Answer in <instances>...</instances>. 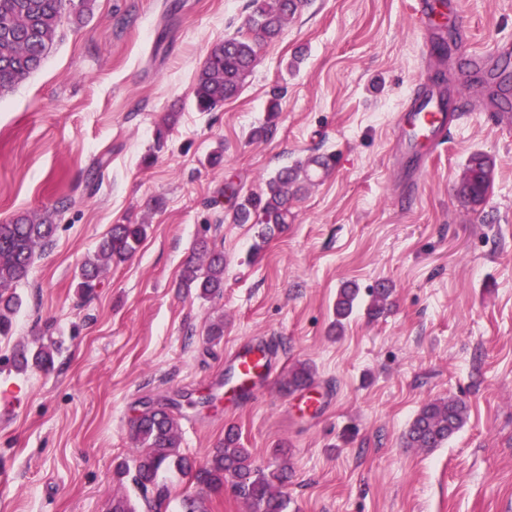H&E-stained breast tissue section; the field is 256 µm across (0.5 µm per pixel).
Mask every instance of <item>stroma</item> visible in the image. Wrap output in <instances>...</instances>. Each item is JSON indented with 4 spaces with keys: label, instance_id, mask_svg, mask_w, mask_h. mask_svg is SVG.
Here are the masks:
<instances>
[{
    "label": "stroma",
    "instance_id": "stroma-1",
    "mask_svg": "<svg viewBox=\"0 0 512 512\" xmlns=\"http://www.w3.org/2000/svg\"><path fill=\"white\" fill-rule=\"evenodd\" d=\"M461 2L470 40L442 70L447 88L485 101L481 74L460 60L512 43V0ZM248 4L96 0L79 21L72 0L40 68L0 94V224L25 212L57 224L0 340V512H112L116 495L139 499L116 468L142 402L163 399L178 402L181 450L196 462L229 427L260 467L285 458L289 512H512V129L467 113L416 203H399L391 121L435 70L412 0H306L239 96L197 111L196 76ZM276 85L277 130L254 139ZM170 112L178 121L156 145ZM219 147L224 162L210 165ZM477 150L496 170L472 209L454 186ZM318 154L334 155V169L254 251L257 225L225 220L220 191L260 193ZM115 224L147 225L148 236L80 298L81 264ZM202 238L224 253L212 300L177 286ZM380 278L394 293L371 319L367 291ZM347 282L361 293L338 335ZM217 321L224 335L208 341ZM40 336L62 344L53 370H15L12 353ZM260 342L273 348L270 383L250 401L225 394L235 349ZM303 360L314 384L286 392ZM448 397L469 408L463 428L437 448L405 447L422 405Z\"/></svg>",
    "mask_w": 512,
    "mask_h": 512
}]
</instances>
